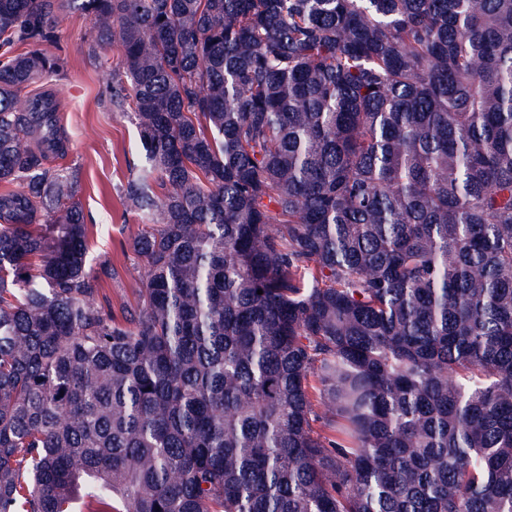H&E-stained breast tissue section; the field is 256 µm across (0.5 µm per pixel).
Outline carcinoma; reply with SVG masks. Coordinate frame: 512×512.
<instances>
[{"label": "carcinoma", "instance_id": "cac0c4a2", "mask_svg": "<svg viewBox=\"0 0 512 512\" xmlns=\"http://www.w3.org/2000/svg\"><path fill=\"white\" fill-rule=\"evenodd\" d=\"M74 10L141 145L121 317L19 109ZM81 502L512 512V0H0V512Z\"/></svg>", "mask_w": 512, "mask_h": 512}]
</instances>
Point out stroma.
<instances>
[{"mask_svg": "<svg viewBox=\"0 0 512 512\" xmlns=\"http://www.w3.org/2000/svg\"><path fill=\"white\" fill-rule=\"evenodd\" d=\"M93 38L90 19L77 13L61 19L55 42L42 50L66 59V75L48 81L45 88L60 109L67 138L63 164L78 176L76 198L91 228L89 259H112L116 275L105 280L103 295L119 313L137 309L142 286V269L123 252L136 235L139 220L126 213L121 198L139 149L136 129L125 112L101 102L110 71L123 67V48L115 42L92 53L88 47Z\"/></svg>", "mask_w": 512, "mask_h": 512, "instance_id": "35a3bbf8", "label": "stroma"}]
</instances>
